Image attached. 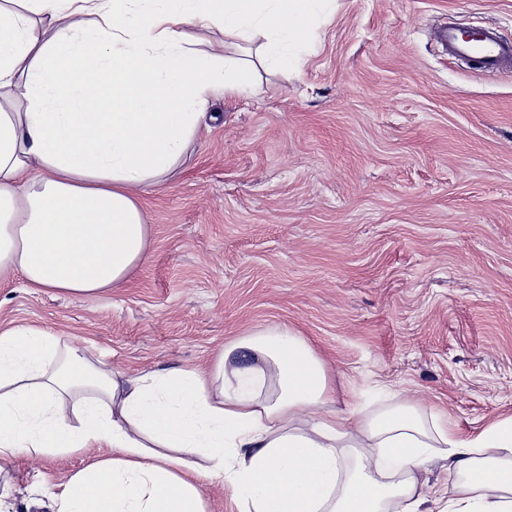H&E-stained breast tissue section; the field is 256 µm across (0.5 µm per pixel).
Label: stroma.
<instances>
[{
  "label": "stroma",
  "instance_id": "stroma-1",
  "mask_svg": "<svg viewBox=\"0 0 512 512\" xmlns=\"http://www.w3.org/2000/svg\"><path fill=\"white\" fill-rule=\"evenodd\" d=\"M451 19L512 38V0H335L293 66L212 96L218 120L143 197L151 245L125 285L69 297L2 275L0 332L134 375L288 328L326 362L320 414L408 400L463 436L512 417V73L450 61ZM106 453L17 459L0 512H52Z\"/></svg>",
  "mask_w": 512,
  "mask_h": 512
}]
</instances>
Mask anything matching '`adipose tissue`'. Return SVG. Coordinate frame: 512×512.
Returning a JSON list of instances; mask_svg holds the SVG:
<instances>
[{
    "label": "adipose tissue",
    "mask_w": 512,
    "mask_h": 512,
    "mask_svg": "<svg viewBox=\"0 0 512 512\" xmlns=\"http://www.w3.org/2000/svg\"><path fill=\"white\" fill-rule=\"evenodd\" d=\"M331 3L0 0V273L79 297L126 283L149 247L143 193L179 167L213 94L253 83L227 40L288 67ZM330 391L287 329L225 344L206 372L126 378L14 328L0 333V470L99 443L108 455L56 493L57 512H205L200 476L238 512H428L419 476L438 455L454 477L438 512H512V418L463 437L407 400L315 416Z\"/></svg>",
    "instance_id": "ef3b65f1"
}]
</instances>
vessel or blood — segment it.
<instances>
[{
    "label": "vessel or blood",
    "instance_id": "vessel-or-blood-1",
    "mask_svg": "<svg viewBox=\"0 0 512 512\" xmlns=\"http://www.w3.org/2000/svg\"><path fill=\"white\" fill-rule=\"evenodd\" d=\"M437 38L450 58L467 63L477 73L512 71V42L503 40L493 29L479 27L464 32L451 24L442 28Z\"/></svg>",
    "mask_w": 512,
    "mask_h": 512
}]
</instances>
